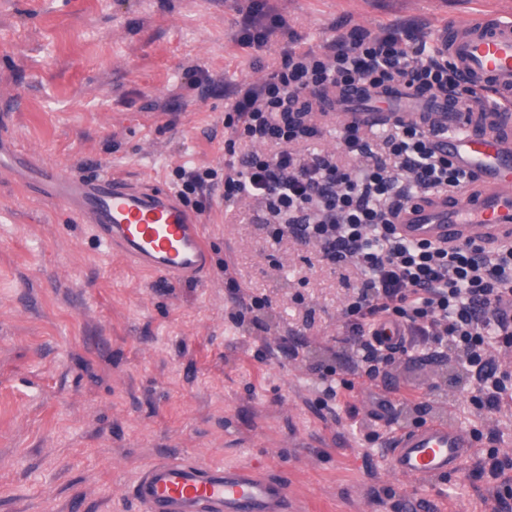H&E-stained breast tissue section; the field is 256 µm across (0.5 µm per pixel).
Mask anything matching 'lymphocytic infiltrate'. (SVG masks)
<instances>
[{"label": "lymphocytic infiltrate", "instance_id": "1", "mask_svg": "<svg viewBox=\"0 0 512 512\" xmlns=\"http://www.w3.org/2000/svg\"><path fill=\"white\" fill-rule=\"evenodd\" d=\"M353 92L364 101L406 94L466 105L476 96L422 29L357 26L319 49H288L266 79L241 82L225 122V148L234 151L243 139L249 149L225 164L223 179L183 173L179 195L217 190L228 204L256 200L274 237H293L316 247L328 264L356 268L342 338L357 347L355 371L385 379L396 356L407 355L373 334L390 319L413 345L460 348L476 369L484 407L500 411L512 389L486 334L512 349V247L405 239L397 230L402 210L416 199L454 198L473 175L449 159L441 145L448 119L435 112L393 118L379 135L352 114L336 122V148L315 149L325 133L321 117L348 104Z\"/></svg>", "mask_w": 512, "mask_h": 512}]
</instances>
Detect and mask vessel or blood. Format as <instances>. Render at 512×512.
Segmentation results:
<instances>
[{"label": "vessel or blood", "mask_w": 512, "mask_h": 512, "mask_svg": "<svg viewBox=\"0 0 512 512\" xmlns=\"http://www.w3.org/2000/svg\"><path fill=\"white\" fill-rule=\"evenodd\" d=\"M470 85L512 100V21L448 24L440 42ZM448 115L449 158L462 160L477 181L455 206L439 200L411 206L400 232L412 241H512V112H468L445 101L425 105ZM0 170L34 185L41 198L65 206L92 225L107 247L141 270L173 281L201 279L211 264L196 212L169 189L123 182L111 173L69 175L36 161L0 137ZM393 472L428 485L459 472L471 456L470 434L446 420L404 429L387 441ZM140 512H291L288 488L252 467H217L162 458L143 467L133 486Z\"/></svg>", "instance_id": "1"}]
</instances>
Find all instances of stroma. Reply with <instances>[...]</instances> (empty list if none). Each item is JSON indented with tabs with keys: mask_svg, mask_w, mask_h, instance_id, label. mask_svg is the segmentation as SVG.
Listing matches in <instances>:
<instances>
[{
	"mask_svg": "<svg viewBox=\"0 0 512 512\" xmlns=\"http://www.w3.org/2000/svg\"><path fill=\"white\" fill-rule=\"evenodd\" d=\"M251 0H0V134L76 174L177 189L223 172L224 116L243 80L287 44L316 48L355 26L512 18V0H266L288 32L240 45ZM210 78L197 85L187 72ZM212 261L171 282L101 245L91 225L0 172V512H138L132 483L160 457L250 464L288 487L292 512H485L490 454L512 457V406L481 409L455 352L388 382L323 373L354 269L275 241L258 203L201 212ZM267 301L236 323L224 284ZM298 345L282 350L281 336ZM356 406L367 427L353 426ZM449 419L476 446L433 486L395 475L393 431Z\"/></svg>",
	"mask_w": 512,
	"mask_h": 512,
	"instance_id": "35a3bbf8",
	"label": "stroma"
}]
</instances>
